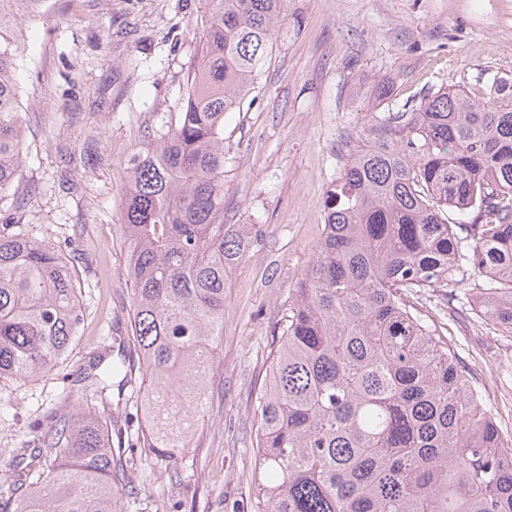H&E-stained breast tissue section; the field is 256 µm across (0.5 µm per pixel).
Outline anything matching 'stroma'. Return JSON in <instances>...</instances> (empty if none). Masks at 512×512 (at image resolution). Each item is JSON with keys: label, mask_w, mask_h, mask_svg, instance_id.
Segmentation results:
<instances>
[{"label": "stroma", "mask_w": 512, "mask_h": 512, "mask_svg": "<svg viewBox=\"0 0 512 512\" xmlns=\"http://www.w3.org/2000/svg\"><path fill=\"white\" fill-rule=\"evenodd\" d=\"M205 0H42L21 23L29 131L0 223L72 237L90 262L71 369L114 344L132 300L122 270L121 201L132 155L179 121L199 58ZM391 84L385 102L372 78ZM512 86V0H286L263 75L224 119V221L257 236L228 278L224 340L188 448L136 451L122 512H253L255 395L309 266L345 145L378 111L442 87L487 97ZM30 197L24 212L13 201ZM472 282L429 289L435 322L503 430L512 431V334L471 313ZM62 379L0 381V496Z\"/></svg>", "instance_id": "1"}]
</instances>
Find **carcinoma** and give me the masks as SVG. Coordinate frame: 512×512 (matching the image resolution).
<instances>
[{
  "mask_svg": "<svg viewBox=\"0 0 512 512\" xmlns=\"http://www.w3.org/2000/svg\"><path fill=\"white\" fill-rule=\"evenodd\" d=\"M285 0H206L177 125L136 154L122 199L121 348L73 377L14 456L0 512H119L134 457L112 447L118 401L144 393L150 448L189 446L224 337L229 273L254 225L224 223V115L261 76ZM41 0H0V193L28 128L19 26ZM74 240L0 224V379L49 378L85 312ZM482 278L476 312L512 333V93L440 88L355 132L327 191L322 236L255 396L254 512H512V434L481 402L414 299ZM87 411L67 410L73 395Z\"/></svg>",
  "mask_w": 512,
  "mask_h": 512,
  "instance_id": "carcinoma-1",
  "label": "carcinoma"
}]
</instances>
